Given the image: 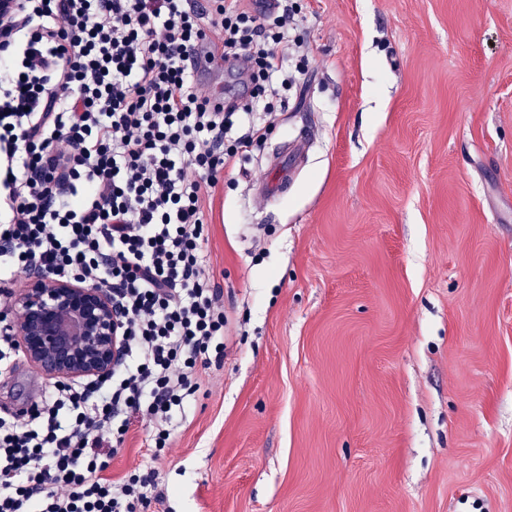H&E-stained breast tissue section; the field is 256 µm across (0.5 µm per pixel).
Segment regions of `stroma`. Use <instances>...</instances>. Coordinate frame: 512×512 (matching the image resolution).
<instances>
[{"label": "stroma", "mask_w": 512, "mask_h": 512, "mask_svg": "<svg viewBox=\"0 0 512 512\" xmlns=\"http://www.w3.org/2000/svg\"><path fill=\"white\" fill-rule=\"evenodd\" d=\"M298 20L303 87L203 202L235 329L150 512H512V0H303ZM302 134L265 205L254 182ZM49 385L19 360L0 411Z\"/></svg>", "instance_id": "1"}]
</instances>
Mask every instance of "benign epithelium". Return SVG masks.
Segmentation results:
<instances>
[{"label": "benign epithelium", "instance_id": "benign-epithelium-1", "mask_svg": "<svg viewBox=\"0 0 512 512\" xmlns=\"http://www.w3.org/2000/svg\"><path fill=\"white\" fill-rule=\"evenodd\" d=\"M22 0H0V46L9 40L5 18ZM28 362L51 380L103 378L117 367L122 323L106 288L75 274L40 273L23 289L8 321Z\"/></svg>", "mask_w": 512, "mask_h": 512}]
</instances>
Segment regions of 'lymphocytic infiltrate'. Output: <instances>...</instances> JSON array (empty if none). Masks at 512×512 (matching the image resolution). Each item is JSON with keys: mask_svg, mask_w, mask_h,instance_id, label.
Returning a JSON list of instances; mask_svg holds the SVG:
<instances>
[{"mask_svg": "<svg viewBox=\"0 0 512 512\" xmlns=\"http://www.w3.org/2000/svg\"><path fill=\"white\" fill-rule=\"evenodd\" d=\"M297 13L296 0L271 16L248 0H24L0 50V289L21 270L81 274L111 289L126 348L110 376L0 416V512H146L160 498L153 465L229 330L202 198L305 75ZM209 45L248 77L220 110L190 65ZM141 418L152 465L112 480Z\"/></svg>", "mask_w": 512, "mask_h": 512, "instance_id": "lymphocytic-infiltrate-1", "label": "lymphocytic infiltrate"}]
</instances>
